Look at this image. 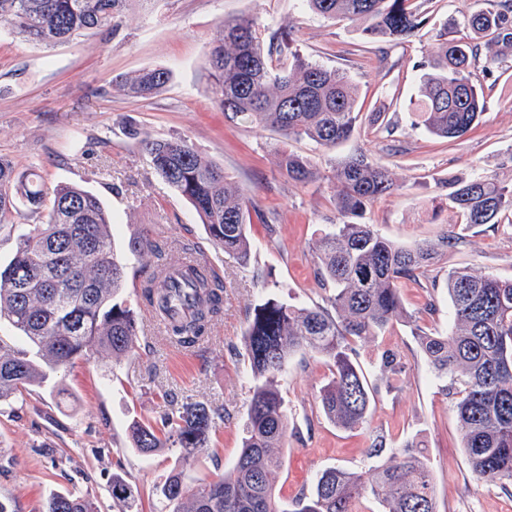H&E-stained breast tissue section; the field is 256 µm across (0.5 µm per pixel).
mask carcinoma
Returning a JSON list of instances; mask_svg holds the SVG:
<instances>
[{
    "label": "carcinoma",
    "mask_w": 512,
    "mask_h": 512,
    "mask_svg": "<svg viewBox=\"0 0 512 512\" xmlns=\"http://www.w3.org/2000/svg\"><path fill=\"white\" fill-rule=\"evenodd\" d=\"M151 0H0V22L27 40L46 45L67 41L84 30L117 33L130 8ZM326 19L359 18L363 36L398 42L423 23L418 0H302ZM476 12L456 11L435 35L431 58L413 111L415 125L440 138H459L473 128L486 106L471 80L470 68L481 46L448 37L466 29L491 37L512 50V0H487ZM215 106L232 122L269 127L286 138H307L331 148L350 139L357 128V96L347 74L304 58L292 49L285 32H274L268 45L256 35V18L222 20L205 46ZM172 77L162 67L144 69L119 82L127 95L149 99ZM152 169L195 209L213 241L224 252L248 260L251 199L230 182L224 168L184 139H155L135 133ZM278 164L289 178H316L304 158L284 150ZM336 207L344 218L315 245L318 273L331 291L325 306L297 307L275 298L254 306L243 335L252 380V398L239 456L231 475L190 488L184 469H175L160 487L168 512H358L357 503L375 499L382 512H437L430 461L408 445L386 447L378 440L365 449L373 461L366 471L330 467L319 471L311 492H300L292 508L282 506L275 477L282 466L276 449L288 437V411L277 377L288 360L304 351L326 357L332 378L321 389L324 414L337 427H364L376 392L356 363L357 346L383 336L404 316L399 285L421 273L448 237L436 243L400 247L362 222L367 206L398 190L386 168L363 154L336 164ZM448 205L460 223L497 224L512 212V184L492 177L448 179ZM48 206L47 220L18 233L13 258L0 269V320L21 334L26 348L0 339V404L20 396L50 373L99 350L112 357L134 352L138 324L121 296L126 266L112 242V217L91 192L60 185L47 192L36 173L15 175L0 156V222L20 203L34 211ZM139 252L157 256L162 248L146 235L133 240ZM192 290L193 311L172 315L183 289ZM143 303L164 322L170 342L195 347L224 304V283L204 262L153 272L140 285ZM452 306L448 332L416 333L434 378L458 379L455 414L472 477L492 481L512 494V281L468 270L448 274ZM408 368L404 355L386 349L380 369L397 376ZM224 410L203 402L172 407L161 425L132 420L134 449L151 456L173 444L187 465L208 452L209 436ZM112 500L119 512H139L131 485L112 476ZM46 512H95L78 494H57Z\"/></svg>",
    "instance_id": "carcinoma-1"
}]
</instances>
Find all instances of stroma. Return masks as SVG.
<instances>
[{"mask_svg":"<svg viewBox=\"0 0 512 512\" xmlns=\"http://www.w3.org/2000/svg\"><path fill=\"white\" fill-rule=\"evenodd\" d=\"M487 0H424L420 30L401 43L366 40L363 20H327L301 0H152L128 11L120 30H93L44 46L13 35L0 23V156L16 173L37 172L47 187L73 185L94 193L112 216V234L127 264L123 298L144 332L134 354L112 359L94 353L30 386L0 405V505L7 512H45L54 493L91 497L98 512H117L110 485L122 475L141 512H163L156 492L178 466V449L144 457L132 448L129 422L160 423L170 400L205 401L230 414L210 438V452L185 469L186 483L229 474L236 461L251 399L240 345L247 318L260 299L298 306L325 302L313 245L341 223L333 166L360 151L384 165L401 191L377 199L363 217L381 236L410 247L447 238L420 282L401 285L405 308L426 328L446 329L451 312L448 274L475 269L512 280V220L470 227L448 205V178L491 175L512 183V55L486 73V58L501 54L481 38L472 79L484 89L486 110L458 139H442L415 127L421 65L436 47L434 33L454 10L486 8ZM257 17L261 40L290 32L294 49L309 60L347 72L358 90L361 118L355 136L333 148L284 138L263 127L227 120L212 104L205 44L225 18ZM170 69L171 82L148 100L119 92L117 83L139 70ZM188 140L223 166L246 190L256 210L247 262L225 255L193 207L150 168L138 133ZM285 148L308 159L318 173L308 183L289 180L277 166ZM162 245L173 266L189 254L212 260L224 282V306L203 343L186 350L155 333L150 310L138 295L156 262L133 251L134 236ZM435 313H425L428 301ZM397 347L408 361L400 376L380 374V355ZM378 389L362 430L336 427L319 404L331 377L322 356L296 354L278 378L288 407V439L276 492L290 503L310 488L315 473L331 466L365 470V448L415 444L432 463L437 512H512V495L493 482L472 478L454 413L455 396L442 392L408 327L395 324L359 348L357 358ZM65 384L69 405L57 403Z\"/></svg>","mask_w":512,"mask_h":512,"instance_id":"1","label":"stroma"}]
</instances>
